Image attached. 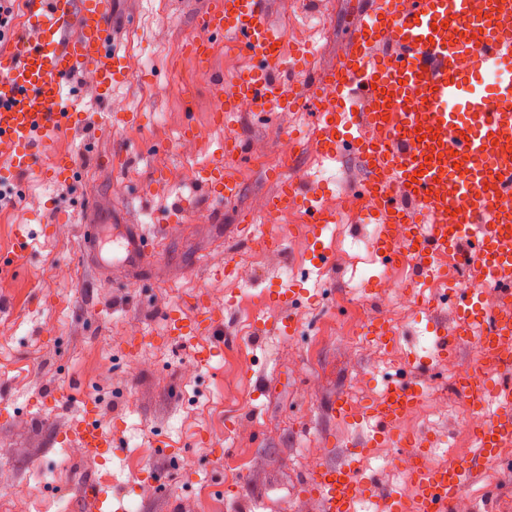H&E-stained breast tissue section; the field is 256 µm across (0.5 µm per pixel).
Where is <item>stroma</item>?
Listing matches in <instances>:
<instances>
[{
	"mask_svg": "<svg viewBox=\"0 0 512 512\" xmlns=\"http://www.w3.org/2000/svg\"><path fill=\"white\" fill-rule=\"evenodd\" d=\"M113 45L128 54L133 75L98 100L76 84L74 102L84 126L57 136L51 154L70 155L74 176L58 180L39 165L19 182L0 179V252L25 227L31 247L0 269V500L7 512H86L83 491L102 473L107 512H325L300 484L305 454L343 460L348 444L365 440L363 421H335L329 402L357 389L369 397L393 376L412 371L432 347L436 331L454 329L456 315L442 307L416 317L409 277L393 300L372 289L382 259L352 265L331 251L318 273L294 252L292 236L246 276L221 278L225 264L251 250L250 233L270 223H243L279 186L269 169L283 162L285 135L309 131L310 106L278 110L265 119L217 121L208 75L232 80L240 56L216 38L212 54L185 57L183 40L208 0H112ZM357 0H270L271 22L286 32L285 48L306 41L321 48L298 67L326 68L343 56L356 22ZM326 21L313 32L307 13ZM244 138L266 165H241L242 193L224 203L180 178L189 166L216 162L227 135ZM288 176L306 187L351 193L361 177L349 161H330L308 149L288 162ZM196 197L199 208L174 233L159 220L175 200ZM104 225L98 244L86 246L82 229ZM159 238L157 256L134 268L118 258L126 233ZM366 288L367 312L391 313L398 357L375 348L349 349L340 336L348 322L351 279ZM302 292L291 308L274 290L288 282ZM265 298L244 316L227 299ZM202 308L222 318L215 334L172 339L167 312ZM294 319L295 335L280 330ZM217 354L197 365L199 345ZM61 392L54 400L52 392ZM92 405L112 446L101 457L71 453L59 439ZM188 465L175 471L166 449ZM238 470L240 489L229 494L226 464Z\"/></svg>",
	"mask_w": 512,
	"mask_h": 512,
	"instance_id": "35a3bbf8",
	"label": "stroma"
}]
</instances>
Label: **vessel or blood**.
<instances>
[{"label": "vessel or blood", "instance_id": "obj_1", "mask_svg": "<svg viewBox=\"0 0 512 512\" xmlns=\"http://www.w3.org/2000/svg\"><path fill=\"white\" fill-rule=\"evenodd\" d=\"M29 37L0 51V173L18 177L36 168L56 136L80 124L70 82L89 78L100 97L132 76L125 54L111 46L112 0H24ZM229 38L249 61L232 86L211 80L219 112L268 113L297 105L286 84L288 56L284 31L271 24L267 0H210L196 18L186 47L207 59L213 36ZM304 85L316 90L312 140L325 158H353L364 175L354 201L364 218L381 224L380 254L404 261L403 242L413 248V268L434 278L447 259L475 268L480 287L453 288L442 302L452 307L457 326L441 334L433 356L419 366L434 372L435 361L456 356L470 336L484 339L502 375L512 373V0H364L343 58L326 70H312ZM246 147L228 138L216 167L198 169L194 186L227 202L241 194L226 175ZM303 208L306 239L321 270L329 255L319 240L336 209L301 182L283 179L265 200L269 212ZM126 259L134 265L150 257L149 241L126 236ZM209 312L192 319L170 317L169 331L180 339L214 333ZM475 405L497 404L487 425L474 433L475 455L453 466H425L412 460L414 489L381 493L352 456L307 471L302 485L326 512H351L356 494L383 496L387 512H457L463 491L479 464L501 458L512 446V387L466 370L453 386ZM425 396L407 376L389 381L385 394L365 416L373 441L401 448V419ZM94 409L66 433L90 457L110 440L93 420Z\"/></svg>", "mask_w": 512, "mask_h": 512}]
</instances>
